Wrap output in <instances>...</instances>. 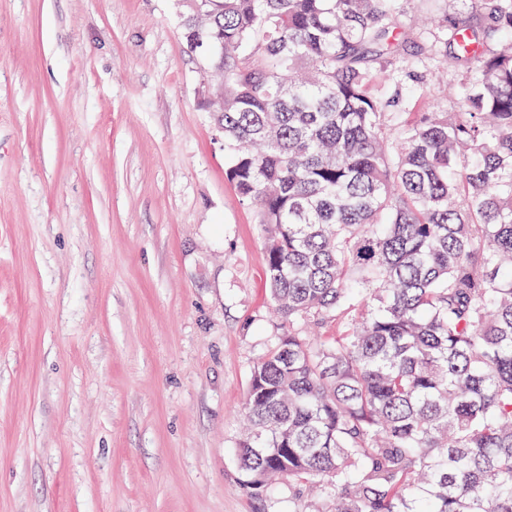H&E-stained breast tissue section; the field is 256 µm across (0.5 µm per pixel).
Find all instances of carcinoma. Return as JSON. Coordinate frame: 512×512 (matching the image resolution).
I'll return each mask as SVG.
<instances>
[{
    "label": "carcinoma",
    "mask_w": 512,
    "mask_h": 512,
    "mask_svg": "<svg viewBox=\"0 0 512 512\" xmlns=\"http://www.w3.org/2000/svg\"><path fill=\"white\" fill-rule=\"evenodd\" d=\"M397 2L183 0L288 326L238 462L303 512H512V0L429 37ZM440 57L463 107L405 122Z\"/></svg>",
    "instance_id": "1"
}]
</instances>
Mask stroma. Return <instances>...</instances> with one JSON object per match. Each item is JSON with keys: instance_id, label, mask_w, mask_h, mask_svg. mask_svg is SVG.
<instances>
[{"instance_id": "1", "label": "stroma", "mask_w": 512, "mask_h": 512, "mask_svg": "<svg viewBox=\"0 0 512 512\" xmlns=\"http://www.w3.org/2000/svg\"><path fill=\"white\" fill-rule=\"evenodd\" d=\"M179 0H0V512H296L244 484L284 327Z\"/></svg>"}]
</instances>
